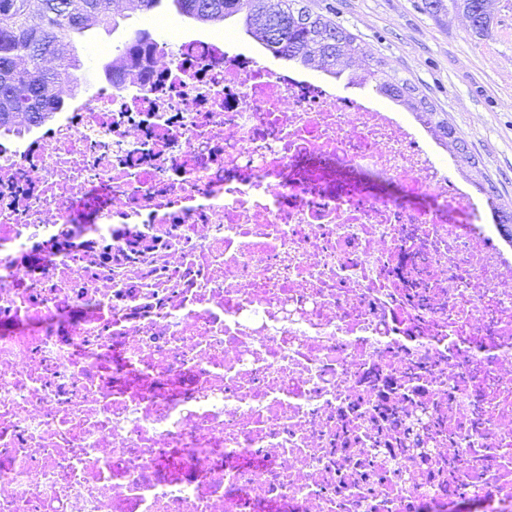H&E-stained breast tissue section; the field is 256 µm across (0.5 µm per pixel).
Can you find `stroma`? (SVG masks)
Returning <instances> with one entry per match:
<instances>
[{
  "mask_svg": "<svg viewBox=\"0 0 512 512\" xmlns=\"http://www.w3.org/2000/svg\"><path fill=\"white\" fill-rule=\"evenodd\" d=\"M357 36L366 51L353 69L364 73L381 61L388 77L405 81L417 97L434 106L439 118L462 133L469 161L453 157L448 178L465 181L477 203L480 184L489 182L496 198H512V0H491L488 35H477L466 15L448 8L439 16L424 0H302ZM168 21L187 35L204 24L180 15L172 0L152 13H125L110 26L72 35L69 51L80 60L84 79L76 96L88 99L106 85V68L150 18Z\"/></svg>",
  "mask_w": 512,
  "mask_h": 512,
  "instance_id": "stroma-1",
  "label": "stroma"
}]
</instances>
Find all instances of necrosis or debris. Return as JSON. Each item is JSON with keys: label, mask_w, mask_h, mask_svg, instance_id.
<instances>
[{"label": "necrosis or debris", "mask_w": 512, "mask_h": 512, "mask_svg": "<svg viewBox=\"0 0 512 512\" xmlns=\"http://www.w3.org/2000/svg\"><path fill=\"white\" fill-rule=\"evenodd\" d=\"M150 68L0 134V512H512V238L430 125Z\"/></svg>", "instance_id": "necrosis-or-debris-1"}]
</instances>
